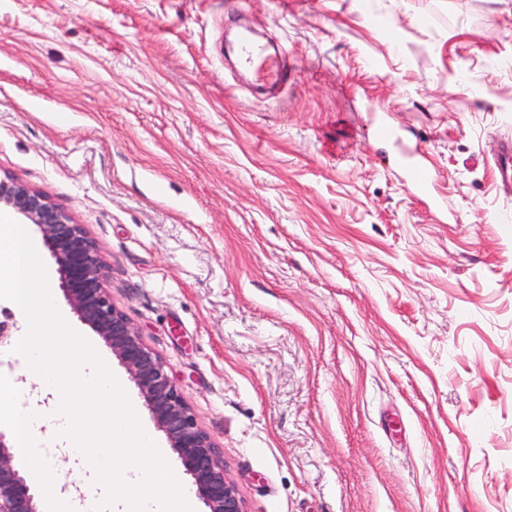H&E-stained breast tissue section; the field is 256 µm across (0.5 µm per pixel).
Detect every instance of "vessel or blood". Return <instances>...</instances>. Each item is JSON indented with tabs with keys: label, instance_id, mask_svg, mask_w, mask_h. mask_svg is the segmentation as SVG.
<instances>
[{
	"label": "vessel or blood",
	"instance_id": "obj_1",
	"mask_svg": "<svg viewBox=\"0 0 512 512\" xmlns=\"http://www.w3.org/2000/svg\"><path fill=\"white\" fill-rule=\"evenodd\" d=\"M239 68L243 73L256 74L263 81L283 82L285 74L278 60L267 57L265 48L249 36H241L234 44ZM394 141L395 151L388 158V165L411 187L414 196L432 213L438 222L448 220V207L436 189V177L429 174L424 164V154L418 142L407 139L397 131L387 134ZM494 175L498 182L512 189V139H500L493 153Z\"/></svg>",
	"mask_w": 512,
	"mask_h": 512
}]
</instances>
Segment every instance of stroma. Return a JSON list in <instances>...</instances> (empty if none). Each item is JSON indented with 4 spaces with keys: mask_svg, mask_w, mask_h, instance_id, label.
<instances>
[{
    "mask_svg": "<svg viewBox=\"0 0 512 512\" xmlns=\"http://www.w3.org/2000/svg\"><path fill=\"white\" fill-rule=\"evenodd\" d=\"M235 25L284 46V84L225 63ZM374 110L454 220L388 167ZM509 133L512 0H0V177L85 226L246 512H512ZM493 160L495 163L494 175L498 182L512 190V139H500Z\"/></svg>",
    "mask_w": 512,
    "mask_h": 512,
    "instance_id": "obj_1",
    "label": "stroma"
}]
</instances>
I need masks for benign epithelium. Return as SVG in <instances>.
<instances>
[{
    "mask_svg": "<svg viewBox=\"0 0 512 512\" xmlns=\"http://www.w3.org/2000/svg\"><path fill=\"white\" fill-rule=\"evenodd\" d=\"M4 210L39 229L57 265L59 288L67 303L111 350L139 390L206 512H245L234 483L224 474L214 440L197 422L163 362L112 303L104 263L85 228L42 192L14 178H0V211ZM43 500L15 463L12 437L0 431V512H40Z\"/></svg>",
    "mask_w": 512,
    "mask_h": 512,
    "instance_id": "1",
    "label": "benign epithelium"
}]
</instances>
